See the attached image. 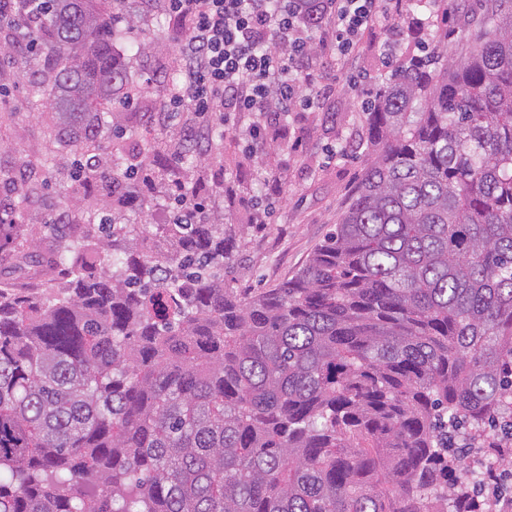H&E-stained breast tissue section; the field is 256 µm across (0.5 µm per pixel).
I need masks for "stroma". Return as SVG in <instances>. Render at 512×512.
Wrapping results in <instances>:
<instances>
[{"instance_id": "35a3bbf8", "label": "stroma", "mask_w": 512, "mask_h": 512, "mask_svg": "<svg viewBox=\"0 0 512 512\" xmlns=\"http://www.w3.org/2000/svg\"><path fill=\"white\" fill-rule=\"evenodd\" d=\"M483 10V0H422L417 6L408 0L400 18L401 39L389 44L391 30L385 21L368 31L357 71H345L340 62L324 57L327 74L336 79L335 95L310 109L295 106L285 115L236 113L214 120L209 147L203 151L183 136L197 121L194 113L182 112L171 120L164 116L167 75L180 66L175 35L181 24L167 13L142 8L131 0L129 14L141 35V48L133 57L124 42H116L115 48L127 59L132 84L150 86L152 95L128 114L125 141L134 148L152 140L159 162L151 167L152 190L125 208L126 222L145 226L149 248H166L158 227L170 221L173 181L199 185L212 217L242 232L235 245L229 286L250 294L291 277L334 229L365 172L370 151L365 136L367 103L385 85L396 63L419 53L421 46L442 45L451 57L469 51ZM9 109L10 118L0 124L2 167L14 166L16 145L33 154L43 151L54 137L47 116L26 100L24 84L13 85ZM252 123L261 127L266 140L261 158L248 152L238 133ZM173 154L182 158L174 175L160 165ZM74 158L73 150L61 151L39 197L28 205L42 248L57 249L67 232L66 225L48 230L42 222L45 216L70 211L76 186ZM270 178L280 182L282 192L269 200L264 182ZM228 186L233 196L225 195ZM262 210L268 213L265 223H254L255 213Z\"/></svg>"}]
</instances>
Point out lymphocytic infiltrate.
Masks as SVG:
<instances>
[{
	"label": "lymphocytic infiltrate",
	"instance_id": "lymphocytic-infiltrate-1",
	"mask_svg": "<svg viewBox=\"0 0 512 512\" xmlns=\"http://www.w3.org/2000/svg\"><path fill=\"white\" fill-rule=\"evenodd\" d=\"M162 9L185 23L180 45L182 85L168 94L173 109L201 117L187 137L203 142L204 128L228 112H288L296 103L311 107L332 92L322 78L310 94L318 58L312 52L305 0H160ZM402 0H329L321 42L337 59L356 62L367 31L398 16Z\"/></svg>",
	"mask_w": 512,
	"mask_h": 512
}]
</instances>
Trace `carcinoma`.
<instances>
[{"label":"carcinoma","instance_id":"cac0c4a2","mask_svg":"<svg viewBox=\"0 0 512 512\" xmlns=\"http://www.w3.org/2000/svg\"><path fill=\"white\" fill-rule=\"evenodd\" d=\"M448 58L397 65L366 108L372 153L290 278L226 285L235 227L165 224L148 251L88 187L141 174L138 104L112 44L124 0H0V51L40 61L54 139L77 155L72 229L47 279H0V512H495L475 485L512 440V0ZM19 153L26 200L55 166ZM0 274L36 257L24 207Z\"/></svg>","mask_w":512,"mask_h":512}]
</instances>
